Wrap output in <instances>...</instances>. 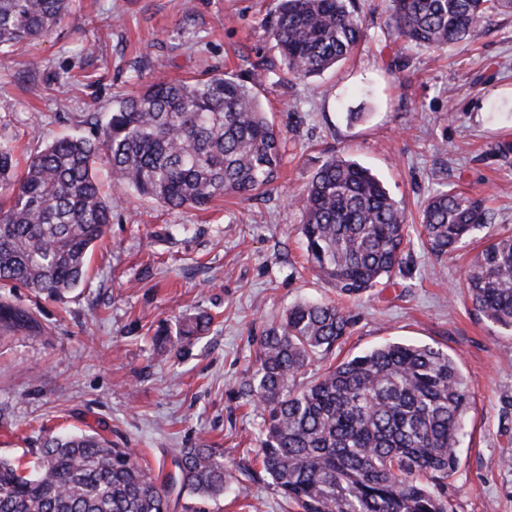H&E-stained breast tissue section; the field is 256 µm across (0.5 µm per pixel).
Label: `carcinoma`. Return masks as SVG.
<instances>
[{"label":"carcinoma","mask_w":512,"mask_h":512,"mask_svg":"<svg viewBox=\"0 0 512 512\" xmlns=\"http://www.w3.org/2000/svg\"><path fill=\"white\" fill-rule=\"evenodd\" d=\"M394 35L433 51L467 40L512 0H391ZM73 0H0V50L48 36ZM268 38L297 79L318 77L366 36L348 0H278ZM273 74L264 59L245 76L154 81L112 100L93 137H63L30 153L18 175L0 144V283L61 299L86 279L89 253L112 223L96 164L113 187L172 209L202 208L226 194L269 187L281 133L253 88ZM300 233L316 276L359 298L391 283L408 243L407 216L370 169L333 154L298 193ZM493 214L478 197L439 190L426 201L419 237L438 259L462 247ZM476 310L512 331V235L488 237L464 276ZM32 313L0 300V326ZM333 302L300 301L257 341L241 393L260 406L257 456L298 512H447L448 476L471 395L455 359L426 345L390 342L296 385L311 362L350 332ZM181 489L224 495L232 475L221 448H181ZM169 483L131 448L96 431L48 433L38 470L0 458V512H170Z\"/></svg>","instance_id":"obj_1"}]
</instances>
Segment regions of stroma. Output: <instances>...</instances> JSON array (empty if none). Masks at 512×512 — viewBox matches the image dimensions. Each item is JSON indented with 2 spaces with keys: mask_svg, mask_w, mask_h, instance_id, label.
<instances>
[{
  "mask_svg": "<svg viewBox=\"0 0 512 512\" xmlns=\"http://www.w3.org/2000/svg\"><path fill=\"white\" fill-rule=\"evenodd\" d=\"M366 36L336 69L288 74L264 21L277 0H75L51 35L0 53V143L20 155L86 135L115 95L200 73L275 72L257 93L284 140L279 178L250 197L169 209L123 196L65 302L24 288L0 297L34 326L0 329V456L34 460L46 432L96 429L172 477L179 449L224 451L234 476L206 512H293L255 458L261 411L239 387L256 342L286 309L333 300L307 269L289 205L336 153L375 173L418 225L426 199L456 189L483 199L488 230L512 233V13L465 43L430 52L395 40L389 0H355ZM363 118L348 122L347 113ZM478 251L437 259L411 233L394 285L342 305L351 333L303 376L389 342L455 358L472 406L448 480L450 512H512V333L477 312L462 286ZM212 321L191 344L180 321Z\"/></svg>",
  "mask_w": 512,
  "mask_h": 512,
  "instance_id": "1",
  "label": "stroma"
}]
</instances>
